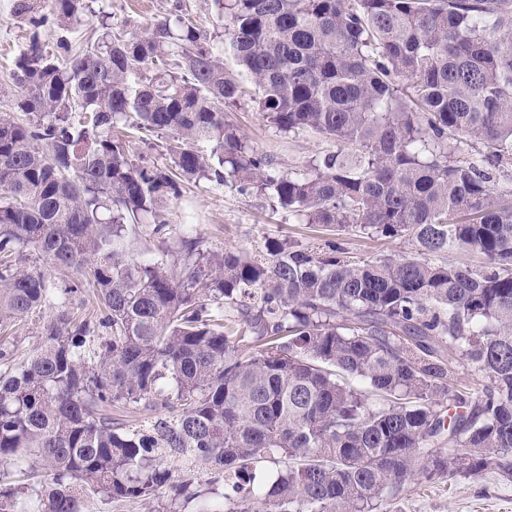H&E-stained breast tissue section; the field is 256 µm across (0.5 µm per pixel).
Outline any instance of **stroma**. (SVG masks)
Returning a JSON list of instances; mask_svg holds the SVG:
<instances>
[{
	"label": "stroma",
	"instance_id": "obj_1",
	"mask_svg": "<svg viewBox=\"0 0 512 512\" xmlns=\"http://www.w3.org/2000/svg\"><path fill=\"white\" fill-rule=\"evenodd\" d=\"M13 0H0V87L10 82L14 60L26 35L23 22L12 14ZM185 11L211 37L216 53L224 57L226 68H235L232 55L224 51L223 21L212 0H93L92 12L71 36L95 40L99 20H107L113 30L140 27L150 21ZM233 120L261 152L274 154L286 167L303 164L316 153L335 150L333 142L313 132L279 137L269 130L250 99H241ZM166 218L173 231L194 225L196 232L215 250L233 246L251 250L268 237H290L302 243L315 242L319 232L299 224L284 212H272L264 199L241 195L201 183L190 187L184 196L167 209ZM393 512H512V481L490 472L472 479L458 474L404 484Z\"/></svg>",
	"mask_w": 512,
	"mask_h": 512
}]
</instances>
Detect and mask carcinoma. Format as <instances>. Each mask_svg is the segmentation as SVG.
<instances>
[{
  "instance_id": "obj_1",
  "label": "carcinoma",
  "mask_w": 512,
  "mask_h": 512,
  "mask_svg": "<svg viewBox=\"0 0 512 512\" xmlns=\"http://www.w3.org/2000/svg\"><path fill=\"white\" fill-rule=\"evenodd\" d=\"M214 3L237 72L183 14L49 53L43 28L88 0H14L0 331L49 315L27 358L0 346V512H184L197 480L240 494L216 512H377L418 475L511 479L512 198L493 181L512 161V0ZM242 74L276 133L352 151L281 169L230 119ZM121 126L168 161L145 164ZM202 180L415 250L214 251L191 224L175 248L162 212ZM450 247L482 265L434 260ZM267 459L284 470L265 489Z\"/></svg>"
}]
</instances>
